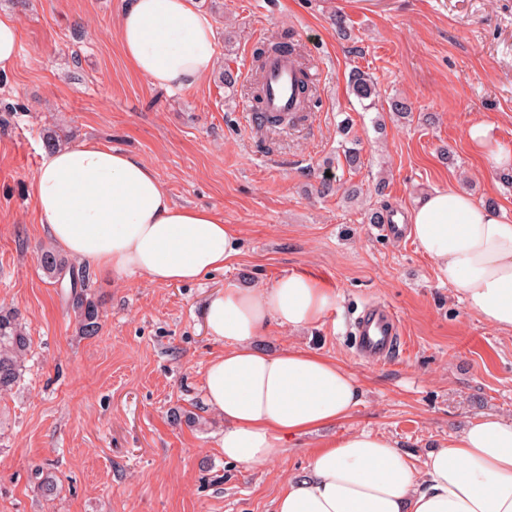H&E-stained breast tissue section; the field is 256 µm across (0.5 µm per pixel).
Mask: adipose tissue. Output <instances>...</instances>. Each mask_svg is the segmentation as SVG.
Here are the masks:
<instances>
[{
  "label": "adipose tissue",
  "mask_w": 512,
  "mask_h": 512,
  "mask_svg": "<svg viewBox=\"0 0 512 512\" xmlns=\"http://www.w3.org/2000/svg\"><path fill=\"white\" fill-rule=\"evenodd\" d=\"M117 31L127 62L158 88L195 87L217 63L214 29L195 0H128ZM32 195L52 243L97 272L176 284L223 269L239 252L235 228L215 210L179 205L138 157L95 141L43 151ZM407 222L437 280L512 334V222L454 188L425 193ZM333 301L306 272L268 288L230 282L207 300L206 328L223 351L205 368L204 398L224 418L226 460L264 466L287 454L289 439L351 416L361 391L343 366L256 344L270 323L314 324ZM275 510L512 512V420L481 416L418 466L385 435H339L311 453L308 476L280 492Z\"/></svg>",
  "instance_id": "adipose-tissue-1"
}]
</instances>
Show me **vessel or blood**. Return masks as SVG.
<instances>
[{
    "mask_svg": "<svg viewBox=\"0 0 512 512\" xmlns=\"http://www.w3.org/2000/svg\"><path fill=\"white\" fill-rule=\"evenodd\" d=\"M300 74L293 56L270 57L263 74L264 95L261 107L246 106L248 128L260 125L261 115L293 110L300 98ZM359 357L374 365L388 361L403 339V329L395 311L387 304L372 302L364 306L351 326Z\"/></svg>",
    "mask_w": 512,
    "mask_h": 512,
    "instance_id": "1",
    "label": "vessel or blood"
}]
</instances>
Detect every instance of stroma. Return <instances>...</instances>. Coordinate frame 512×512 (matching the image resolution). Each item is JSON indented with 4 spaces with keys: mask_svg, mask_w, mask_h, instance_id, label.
Returning <instances> with one entry per match:
<instances>
[{
    "mask_svg": "<svg viewBox=\"0 0 512 512\" xmlns=\"http://www.w3.org/2000/svg\"><path fill=\"white\" fill-rule=\"evenodd\" d=\"M124 2L0 0L21 27L0 79V306L19 312L31 338L21 380L0 391V512H275L322 440L371 430L419 462L480 415L512 418V334L440 284L413 239L392 240L365 219L385 204L408 213L448 187L512 219V185L467 137L483 122L512 151V0H196L218 61L197 88L172 92L124 59ZM337 13L349 39L336 35ZM272 36L295 46L316 92L304 122L253 134L241 103L253 51ZM355 67L378 84L373 109L348 90ZM226 70L234 87L219 78ZM394 97L410 103L409 119L390 114ZM345 119L361 142L356 170L337 155ZM48 129L134 153L176 202L234 225L239 255L183 284L90 273L99 331L82 335L39 262L51 242L31 184ZM295 271L329 285L334 307L299 330L270 326L257 343L335 359L356 377L360 403L345 422L293 440L282 459L225 461L224 420L202 402L220 350L203 304L224 283L268 287ZM371 300L391 305L404 331L378 366L356 356L348 332ZM45 466L58 477L49 498L37 489Z\"/></svg>",
    "mask_w": 512,
    "mask_h": 512,
    "instance_id": "stroma-1",
    "label": "stroma"
}]
</instances>
